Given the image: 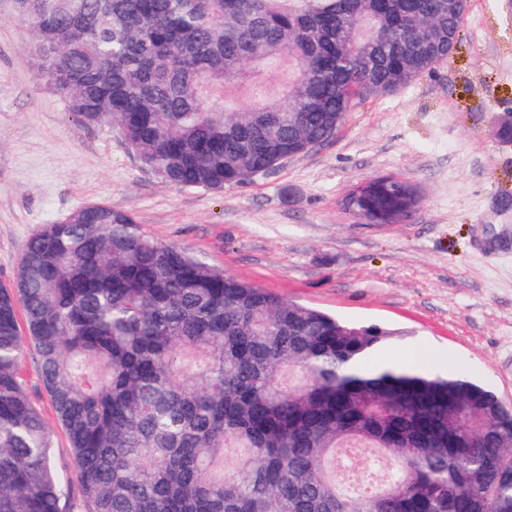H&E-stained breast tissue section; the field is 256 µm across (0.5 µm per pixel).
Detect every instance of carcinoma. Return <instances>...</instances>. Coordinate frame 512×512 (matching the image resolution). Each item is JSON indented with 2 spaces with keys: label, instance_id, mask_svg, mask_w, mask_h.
Here are the masks:
<instances>
[{
  "label": "carcinoma",
  "instance_id": "carcinoma-1",
  "mask_svg": "<svg viewBox=\"0 0 512 512\" xmlns=\"http://www.w3.org/2000/svg\"><path fill=\"white\" fill-rule=\"evenodd\" d=\"M467 8L17 0V18L80 121L118 127L168 184L222 190L332 138L356 94L446 61ZM390 188L402 224L414 190ZM393 335L80 207L0 287V512H512V408L468 377L369 367ZM31 350L71 473L25 387Z\"/></svg>",
  "mask_w": 512,
  "mask_h": 512
}]
</instances>
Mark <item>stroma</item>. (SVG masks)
<instances>
[{
    "mask_svg": "<svg viewBox=\"0 0 512 512\" xmlns=\"http://www.w3.org/2000/svg\"><path fill=\"white\" fill-rule=\"evenodd\" d=\"M512 0H470L453 53L392 95L356 101L336 135L252 182L221 191L163 183L118 128L87 125L38 76L14 0H0V287L15 280L42 225L107 203L155 241L357 325L394 330L380 349L414 347L489 384L512 404ZM409 180L421 202L403 224L345 211L353 184ZM27 354L24 379L52 434L67 439ZM379 180H381L383 182H386V183H390V182L400 181V180H403V179L398 177V176L387 175V176L376 177V178H373V179H371L369 181L357 184L354 187H352L351 189H349V191L342 198V201H341L342 207L346 211L350 212L351 214H354L356 216L364 218L369 223L389 224L388 221H386V220H382L381 221V219H378L377 221H370V220H368L366 215L363 212H361V211L357 210L356 208H354L353 205H352V202H351V199H352L353 196L358 195V194H360L362 192H365L369 188L373 187L375 185V183L377 181H379Z\"/></svg>",
    "mask_w": 512,
    "mask_h": 512,
    "instance_id": "obj_1",
    "label": "stroma"
}]
</instances>
